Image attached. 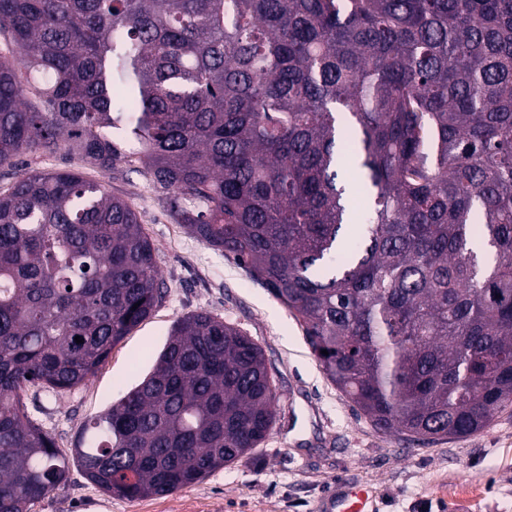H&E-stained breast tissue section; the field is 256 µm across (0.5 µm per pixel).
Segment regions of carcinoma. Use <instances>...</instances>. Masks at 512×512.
<instances>
[{"instance_id":"obj_1","label":"carcinoma","mask_w":512,"mask_h":512,"mask_svg":"<svg viewBox=\"0 0 512 512\" xmlns=\"http://www.w3.org/2000/svg\"><path fill=\"white\" fill-rule=\"evenodd\" d=\"M0 34V167L110 171L128 127L176 222L288 309L374 427L472 435L512 407V0H0ZM164 297L105 185L0 188V512L73 465L110 496H166L264 442L263 350L206 311L89 443L67 455L35 423L28 387L85 384Z\"/></svg>"}]
</instances>
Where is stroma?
Returning <instances> with one entry per match:
<instances>
[{
	"instance_id": "stroma-1",
	"label": "stroma",
	"mask_w": 512,
	"mask_h": 512,
	"mask_svg": "<svg viewBox=\"0 0 512 512\" xmlns=\"http://www.w3.org/2000/svg\"><path fill=\"white\" fill-rule=\"evenodd\" d=\"M75 169L136 209L153 243L166 297L112 350L85 385L63 395L28 388L34 420L70 452L85 423L151 369L175 320L200 311L224 317L262 348L279 395L275 424L251 458L216 470L170 495L108 496L78 467L31 512H328V499L352 484L374 493L373 512H512V409L464 438L422 441L376 429L324 376L299 324L234 260L206 246L162 205L139 163L106 171L74 155L26 154L0 168Z\"/></svg>"
}]
</instances>
